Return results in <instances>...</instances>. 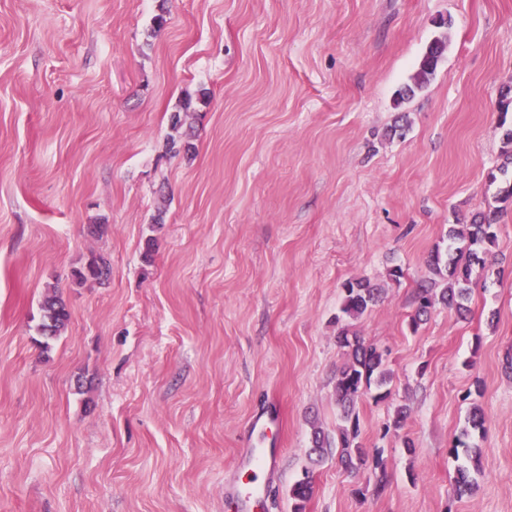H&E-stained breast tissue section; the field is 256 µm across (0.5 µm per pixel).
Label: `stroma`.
Masks as SVG:
<instances>
[{
    "mask_svg": "<svg viewBox=\"0 0 512 512\" xmlns=\"http://www.w3.org/2000/svg\"><path fill=\"white\" fill-rule=\"evenodd\" d=\"M504 97L512 0H0V512H227L271 399L261 512H293L307 473L304 512H512ZM478 214L497 238L467 316L438 303L411 328L429 256ZM98 254L108 281L77 282ZM359 278L383 294L354 329L392 382L356 405L383 467L349 474L307 450L341 423L336 317ZM51 291L70 321L45 350ZM443 43L444 41L442 40H435L431 43L420 63L418 72L411 78L412 83L408 84L404 91L399 93L398 100H404L405 96L409 97L413 95L416 89L422 87L428 76L435 72L443 51Z\"/></svg>",
    "mask_w": 512,
    "mask_h": 512,
    "instance_id": "35a3bbf8",
    "label": "stroma"
}]
</instances>
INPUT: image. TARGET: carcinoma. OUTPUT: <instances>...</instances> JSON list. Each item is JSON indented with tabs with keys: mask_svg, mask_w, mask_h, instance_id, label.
I'll return each instance as SVG.
<instances>
[{
	"mask_svg": "<svg viewBox=\"0 0 512 512\" xmlns=\"http://www.w3.org/2000/svg\"><path fill=\"white\" fill-rule=\"evenodd\" d=\"M443 51V41L431 43L423 57L418 72L412 77V83L399 93L403 100L422 87L428 76L437 67L439 56ZM496 233L491 220H475L459 229L453 226L448 229V250L446 254L435 253L430 259L434 273L445 281L440 293H435L430 284H422L417 288V308L412 317V325L418 326L437 302H441L462 314L468 311L473 266L485 265L483 254L487 247L493 245ZM110 274V262L102 255L92 257L83 269L77 271L80 279L105 280ZM343 299L340 307L341 315L336 321L345 318L349 323L342 326L336 336V342L346 357L344 364L337 370L334 390L336 403L342 409L344 425L339 428L336 437L330 438L320 430L313 432V446L309 454L323 458L336 454L337 462L345 471L355 470L354 460H363V448L357 442L359 437V419L356 404L359 399L371 391H376L375 398L384 399L390 394L388 386L392 382V373L386 368V357L376 346L368 344L356 332L352 331V322L360 319L366 312L380 301L381 290L367 279H350L343 283ZM43 312L42 323L38 331L43 338L40 345L48 348V340L60 335L69 321V312L57 292L46 295L41 303ZM479 452L474 450L468 455L470 465H462L458 469L455 495L458 498L470 494L475 481L471 471L478 470ZM311 488L310 472L291 489L295 501L294 512H302V502L308 498Z\"/></svg>",
	"mask_w": 512,
	"mask_h": 512,
	"instance_id": "carcinoma-1",
	"label": "carcinoma"
}]
</instances>
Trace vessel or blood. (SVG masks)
Returning <instances> with one entry per match:
<instances>
[{
  "label": "vessel or blood",
  "mask_w": 512,
  "mask_h": 512,
  "mask_svg": "<svg viewBox=\"0 0 512 512\" xmlns=\"http://www.w3.org/2000/svg\"><path fill=\"white\" fill-rule=\"evenodd\" d=\"M278 418L279 412L270 402L250 425V446L238 457L237 468L242 477L224 485V497L233 512H251L257 501L268 492V484L260 481L259 476L277 470L280 450L273 445L268 430Z\"/></svg>",
  "instance_id": "vessel-or-blood-1"
}]
</instances>
